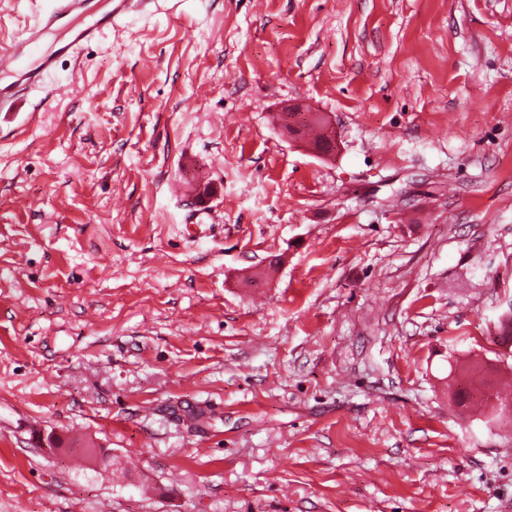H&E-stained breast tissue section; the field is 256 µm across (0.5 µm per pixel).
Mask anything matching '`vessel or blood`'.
<instances>
[{
  "label": "vessel or blood",
  "mask_w": 512,
  "mask_h": 512,
  "mask_svg": "<svg viewBox=\"0 0 512 512\" xmlns=\"http://www.w3.org/2000/svg\"><path fill=\"white\" fill-rule=\"evenodd\" d=\"M157 5L158 0H112L111 8L103 12L97 7V0H51L32 25L0 46V69L13 76L9 84H0V111L13 110L30 87L43 84L46 76L54 72L59 57L79 55L85 45L117 26L127 15L147 14ZM61 30L67 31L68 36L56 54H43L45 36ZM35 55L40 58L38 69H27V60Z\"/></svg>",
  "instance_id": "vessel-or-blood-1"
}]
</instances>
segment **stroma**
<instances>
[{
  "instance_id": "obj_1",
  "label": "stroma",
  "mask_w": 512,
  "mask_h": 512,
  "mask_svg": "<svg viewBox=\"0 0 512 512\" xmlns=\"http://www.w3.org/2000/svg\"><path fill=\"white\" fill-rule=\"evenodd\" d=\"M159 5L0 117V512H512V0Z\"/></svg>"
}]
</instances>
